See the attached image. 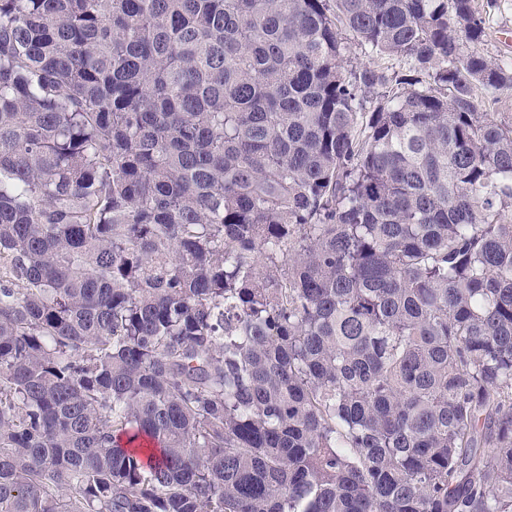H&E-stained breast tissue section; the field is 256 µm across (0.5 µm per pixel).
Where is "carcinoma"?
I'll return each mask as SVG.
<instances>
[{
  "label": "carcinoma",
  "mask_w": 512,
  "mask_h": 512,
  "mask_svg": "<svg viewBox=\"0 0 512 512\" xmlns=\"http://www.w3.org/2000/svg\"><path fill=\"white\" fill-rule=\"evenodd\" d=\"M485 35L473 0H0V512H512Z\"/></svg>",
  "instance_id": "1"
}]
</instances>
